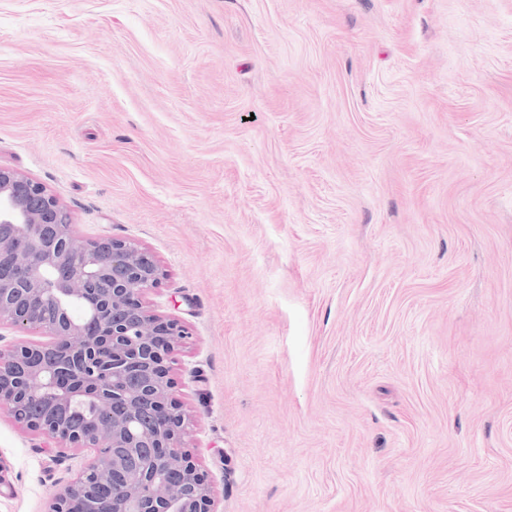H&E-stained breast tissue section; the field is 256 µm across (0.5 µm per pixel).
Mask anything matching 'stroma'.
Segmentation results:
<instances>
[{
	"mask_svg": "<svg viewBox=\"0 0 512 512\" xmlns=\"http://www.w3.org/2000/svg\"><path fill=\"white\" fill-rule=\"evenodd\" d=\"M0 165L163 265L217 512H512V0H0ZM90 455L0 411V512Z\"/></svg>",
	"mask_w": 512,
	"mask_h": 512,
	"instance_id": "obj_1",
	"label": "stroma"
}]
</instances>
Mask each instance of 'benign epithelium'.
Wrapping results in <instances>:
<instances>
[{"label":"benign epithelium","instance_id":"7a95c632","mask_svg":"<svg viewBox=\"0 0 512 512\" xmlns=\"http://www.w3.org/2000/svg\"><path fill=\"white\" fill-rule=\"evenodd\" d=\"M167 273L130 238L85 237L43 183L0 167V409L93 456L48 512H214L183 450L191 415L170 403V354L188 331L146 299ZM95 413L75 422L73 412Z\"/></svg>","mask_w":512,"mask_h":512}]
</instances>
